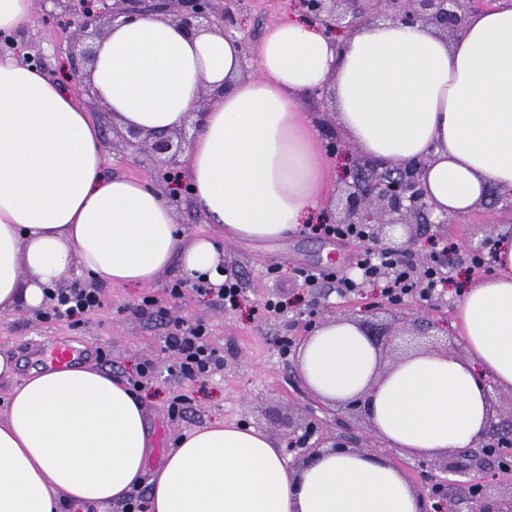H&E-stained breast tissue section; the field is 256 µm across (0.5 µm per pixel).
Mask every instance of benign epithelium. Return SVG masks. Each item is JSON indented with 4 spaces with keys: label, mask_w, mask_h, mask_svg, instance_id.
<instances>
[{
    "label": "benign epithelium",
    "mask_w": 512,
    "mask_h": 512,
    "mask_svg": "<svg viewBox=\"0 0 512 512\" xmlns=\"http://www.w3.org/2000/svg\"><path fill=\"white\" fill-rule=\"evenodd\" d=\"M297 6L306 21L336 36L351 35L384 18L401 25H429L450 38L458 34L469 14L481 10L480 0H297ZM68 14L75 17L70 64L77 74L94 65L97 43L107 32L105 23L112 24L118 18L126 23L144 15H161L176 22L188 35L204 30L218 31L226 38H234L238 32V13L227 7L221 13L216 12L215 0H99L97 4L79 0ZM184 137L182 128L167 133L128 129L112 145L130 154L148 153L168 174L169 197L174 199L185 189V185L177 180ZM425 166V161L418 160L390 168L358 158L353 172L349 178L342 179L338 189L339 217L334 223L363 226L369 231L372 245L392 249L400 257L412 254V236L400 247L391 246L394 225L446 224L450 221L446 214L433 216V206L420 184ZM360 326L376 349L402 352L411 349V343H401L403 337L427 336L430 321L423 318L412 330L403 328L385 335L373 333L366 321L360 322ZM349 440V436L334 435L321 438L316 445L298 449L290 439L288 447L295 453V459L302 463L318 456L320 448L327 443L334 449L345 450L349 448ZM487 457L486 452L480 456L468 450H451L446 457L427 464V467L444 475L476 474L485 469ZM450 487L452 484L446 478L436 484L432 498L438 499L435 508L440 512H459L455 495L448 492ZM474 487L476 492L470 495L471 512H512V497L505 501L491 500L482 483L478 482Z\"/></svg>",
    "instance_id": "benign-epithelium-1"
}]
</instances>
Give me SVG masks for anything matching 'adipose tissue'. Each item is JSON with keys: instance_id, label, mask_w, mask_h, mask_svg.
Instances as JSON below:
<instances>
[{"instance_id": "1", "label": "adipose tissue", "mask_w": 512, "mask_h": 512, "mask_svg": "<svg viewBox=\"0 0 512 512\" xmlns=\"http://www.w3.org/2000/svg\"><path fill=\"white\" fill-rule=\"evenodd\" d=\"M240 40L189 36L143 16L113 26L91 83L121 128L183 127L214 97L182 173L198 211L236 239L276 240L320 212L329 158L303 97L329 86L343 139L386 166L425 160L437 211L465 216L496 189L512 202V9L469 16L453 39L425 25L379 22L343 44L301 18L268 26L259 72L242 73ZM103 138L88 112L35 66L0 59V310L32 308L74 267L107 284L144 285L172 263L187 279L218 273L224 249L179 227L141 181L101 174ZM495 272L469 280L454 326L463 354L421 349L386 374L361 327L335 320L300 349V374L322 398L366 397L376 435L423 458L477 447L493 420L490 386L512 392V235ZM0 420V512H58L122 502L150 479L147 512H424L385 456L326 451L288 466L266 432L214 421L185 433L147 476L144 401L91 365L19 372Z\"/></svg>"}]
</instances>
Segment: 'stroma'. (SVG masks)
Instances as JSON below:
<instances>
[{"label": "stroma", "mask_w": 512, "mask_h": 512, "mask_svg": "<svg viewBox=\"0 0 512 512\" xmlns=\"http://www.w3.org/2000/svg\"><path fill=\"white\" fill-rule=\"evenodd\" d=\"M294 0H243L239 13V36L245 52H252L266 27L295 16ZM66 30L36 23L18 32L10 53L34 58L45 75L63 84L72 100L84 107L102 128L104 177L125 176L166 191L162 174L146 155L120 153L112 148L113 125L105 108L87 87L73 77ZM173 210L188 233L208 234L224 241V265L239 279L243 301L229 309L218 297L200 296L194 289H183L179 298L168 293L171 283L181 280L179 266H171L156 282L142 286L105 285L101 288L103 306L80 323L42 318L39 311L16 305L0 311V352L30 365L31 342L69 340L94 348L88 360L98 369L119 379H127L136 367L152 362L155 379L142 392L149 430L153 432L152 465H159L169 444L185 432L214 420L244 422L264 430L279 443H286L289 426L302 424L313 416L320 436L339 433L338 406L312 392L300 378L296 354H282L281 341H304L314 324L331 318L359 320L368 304L380 301V282H364L353 292L344 293L337 284L308 288L296 278L300 267L332 266L344 276H353L355 259L362 242L336 241L303 229L273 241H253L224 237L221 229L206 223L190 196L181 195ZM512 226V213L485 203L462 219L447 224H422L417 229L411 260L423 265L441 252L452 262L446 268L448 283L429 299L405 296L399 315L381 310L376 323L394 329L398 321L413 323L428 317L432 335L445 342L452 336L451 323L461 286L475 270L465 248L470 238L481 236L486 227ZM280 298L287 305L281 313H269L262 304L268 297ZM154 299L152 312L144 313V298ZM203 323L212 345L223 355L224 367L215 374L194 380L170 372L172 357L163 349V339L180 323ZM187 395L183 417L167 415L169 400Z\"/></svg>", "instance_id": "obj_1"}]
</instances>
